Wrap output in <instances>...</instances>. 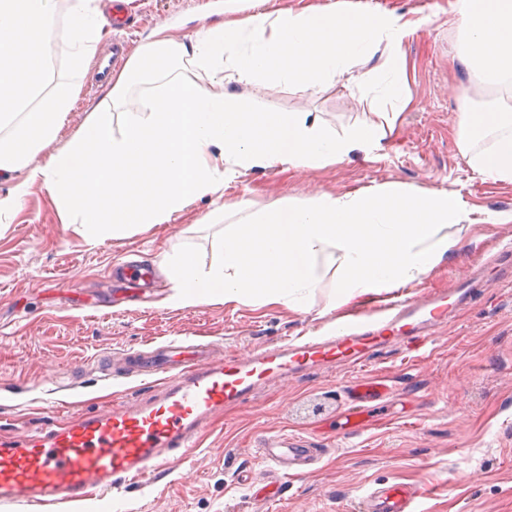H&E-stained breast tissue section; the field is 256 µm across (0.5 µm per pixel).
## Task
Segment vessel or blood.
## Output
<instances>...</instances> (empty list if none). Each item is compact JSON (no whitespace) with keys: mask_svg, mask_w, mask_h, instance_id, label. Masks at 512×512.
I'll return each instance as SVG.
<instances>
[{"mask_svg":"<svg viewBox=\"0 0 512 512\" xmlns=\"http://www.w3.org/2000/svg\"><path fill=\"white\" fill-rule=\"evenodd\" d=\"M448 302L397 297L374 330L351 324L326 340L301 339L241 360L214 359L208 345L185 348L171 341L158 348L161 364L151 366L164 386L159 397L128 409L85 412L64 427L0 438V506L23 512H73L107 492L152 480L175 459L197 447L201 432L225 405L247 402L273 377L288 378L320 363L363 362L368 348L385 334L419 329L416 315L437 319ZM302 453L296 442L271 441L266 459L285 466ZM426 491L403 483H382L360 497V512H413Z\"/></svg>","mask_w":512,"mask_h":512,"instance_id":"obj_1","label":"vessel or blood"}]
</instances>
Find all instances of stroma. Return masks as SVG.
Masks as SVG:
<instances>
[{"instance_id": "stroma-1", "label": "stroma", "mask_w": 512, "mask_h": 512, "mask_svg": "<svg viewBox=\"0 0 512 512\" xmlns=\"http://www.w3.org/2000/svg\"><path fill=\"white\" fill-rule=\"evenodd\" d=\"M445 0H266L263 9L312 6L393 11L423 18L402 45L411 101L374 159L349 160L294 171L283 167L239 170L220 202L254 211L300 201L316 192L393 185L450 192L466 210L512 212V184L478 176L458 147L461 98L480 110L495 98L458 59L460 34L442 8ZM130 25L104 34L97 55L112 42L136 48L168 26L184 38L200 24L254 13L253 0H126ZM375 79L359 86L337 78L317 93L286 83L235 86L257 111L310 112L336 131L366 119L382 96L386 56L366 64ZM79 99L59 141L81 129L90 109L107 98L95 67L83 71ZM215 202L191 203L170 224L89 244L61 222L59 207L40 184L20 206L0 215V437L35 433L75 420L83 411L113 409L155 396L150 376L132 359L165 342L211 343L225 356L245 357L295 336L324 337L336 318L379 312L380 293L364 307L328 309L330 282L295 310L285 304L210 301L173 307L164 256L182 245L213 258L220 225L204 223ZM512 245V223L474 224L461 244L421 283L404 286L419 299L445 293L482 276L468 305L450 310L426 330L424 344L398 334L370 349L367 362L312 367L288 379L268 381L246 403L225 407L191 449L147 484L107 494L83 512H355L356 495L378 484L429 487L415 512H512V276L496 274L497 253ZM115 373L96 382L94 366ZM380 378L390 388L384 404L370 405V428L348 433L345 415L351 387ZM67 383L83 395L81 407L61 408ZM300 439L314 462L300 480L282 481L280 495L258 508L254 494L270 485V466L260 456L265 438Z\"/></svg>"}]
</instances>
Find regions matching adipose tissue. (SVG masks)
Here are the masks:
<instances>
[{"label":"adipose tissue","mask_w":512,"mask_h":512,"mask_svg":"<svg viewBox=\"0 0 512 512\" xmlns=\"http://www.w3.org/2000/svg\"><path fill=\"white\" fill-rule=\"evenodd\" d=\"M57 4L0 0V178L27 172L0 197V213L16 209L27 186L38 182L65 224L94 244L172 223L192 201L222 197L240 168L307 170L356 150L372 154L408 100L400 47L421 25L389 12L308 6L204 25L185 41L155 29L113 74L111 103L99 105L59 149L55 143L80 86L52 81ZM448 7L463 36L462 63L498 93L485 111L462 105L460 151L479 174L512 182V0H448ZM104 22L100 0H76L64 31L75 71L94 57ZM378 45L390 59L383 102L362 125L340 133L307 112L254 111L229 90L289 83L313 93L345 75L368 83L371 73L355 68ZM147 82L156 85L148 111H129L130 88ZM118 112L126 120L117 130ZM48 147L49 162L34 164ZM468 219L451 193L394 187L321 192L225 225L214 262L172 247L165 256L169 302L295 306L327 279L329 308L368 301L422 281L460 244L447 227Z\"/></svg>","instance_id":"1"}]
</instances>
